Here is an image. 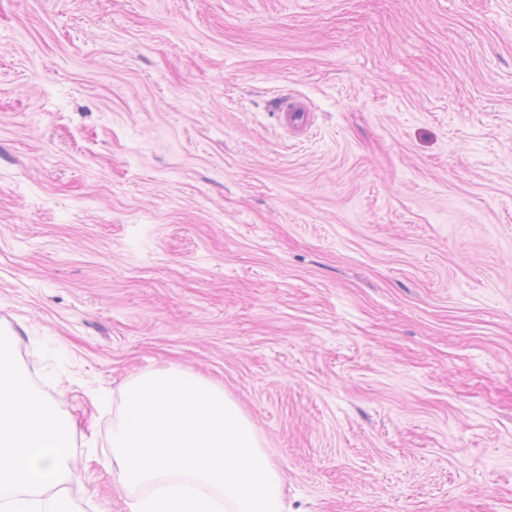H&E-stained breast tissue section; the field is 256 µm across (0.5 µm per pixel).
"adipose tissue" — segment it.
<instances>
[{
	"label": "adipose tissue",
	"instance_id": "obj_1",
	"mask_svg": "<svg viewBox=\"0 0 512 512\" xmlns=\"http://www.w3.org/2000/svg\"><path fill=\"white\" fill-rule=\"evenodd\" d=\"M71 448L70 417L30 390L0 345V512H72L55 493L76 474Z\"/></svg>",
	"mask_w": 512,
	"mask_h": 512
}]
</instances>
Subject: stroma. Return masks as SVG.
Segmentation results:
<instances>
[{"label":"stroma","mask_w":512,"mask_h":512,"mask_svg":"<svg viewBox=\"0 0 512 512\" xmlns=\"http://www.w3.org/2000/svg\"><path fill=\"white\" fill-rule=\"evenodd\" d=\"M0 333L74 512L168 366L288 512H512V0H0ZM271 107L280 129L294 136L303 134L311 125L313 113L306 99L297 95L275 98Z\"/></svg>","instance_id":"obj_1"}]
</instances>
